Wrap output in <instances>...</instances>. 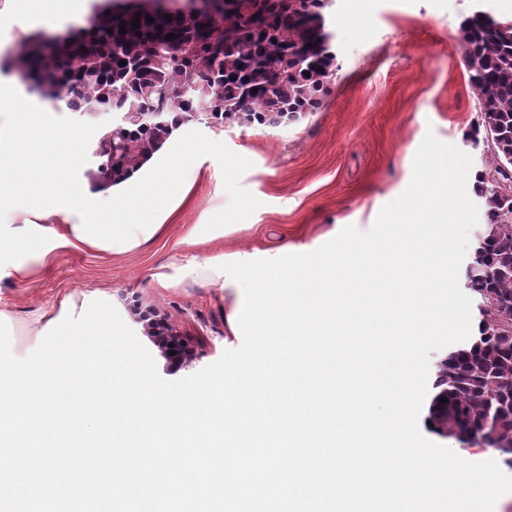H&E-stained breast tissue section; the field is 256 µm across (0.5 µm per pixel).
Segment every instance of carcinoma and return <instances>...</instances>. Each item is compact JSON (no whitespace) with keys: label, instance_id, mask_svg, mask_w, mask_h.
Returning <instances> with one entry per match:
<instances>
[{"label":"carcinoma","instance_id":"cac0c4a2","mask_svg":"<svg viewBox=\"0 0 512 512\" xmlns=\"http://www.w3.org/2000/svg\"><path fill=\"white\" fill-rule=\"evenodd\" d=\"M159 2L131 0L123 14L110 6L80 37L65 33L45 48L35 39L22 52H6V69L30 76L50 102L73 112L117 115L97 150L113 176L130 174L157 148L172 112L189 118L201 107L217 123L233 117L263 124L282 112L299 116L320 108L339 70L332 35L317 33L326 28L334 0H231L210 16L189 6L176 10L158 34L146 17L158 16ZM169 33L175 38H166ZM460 33L478 102L479 120L468 139L493 152L476 172L484 223L467 265L491 275L467 285L477 331L441 361L435 404L443 434L470 443L483 431L512 463V19L478 6ZM170 43L187 52L168 55ZM74 80L81 84L77 93Z\"/></svg>","mask_w":512,"mask_h":512}]
</instances>
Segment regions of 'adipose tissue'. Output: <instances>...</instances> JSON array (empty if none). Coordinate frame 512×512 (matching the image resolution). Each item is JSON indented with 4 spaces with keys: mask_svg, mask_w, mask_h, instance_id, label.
<instances>
[{
    "mask_svg": "<svg viewBox=\"0 0 512 512\" xmlns=\"http://www.w3.org/2000/svg\"><path fill=\"white\" fill-rule=\"evenodd\" d=\"M81 129L57 123L26 99L0 96V207L27 220L0 236L18 278L30 272L31 249L44 240L113 255L154 239L187 202L199 155L221 158L219 143L198 136L172 114L170 133L138 170L117 182L77 185Z\"/></svg>",
    "mask_w": 512,
    "mask_h": 512,
    "instance_id": "ef3b65f1",
    "label": "adipose tissue"
}]
</instances>
